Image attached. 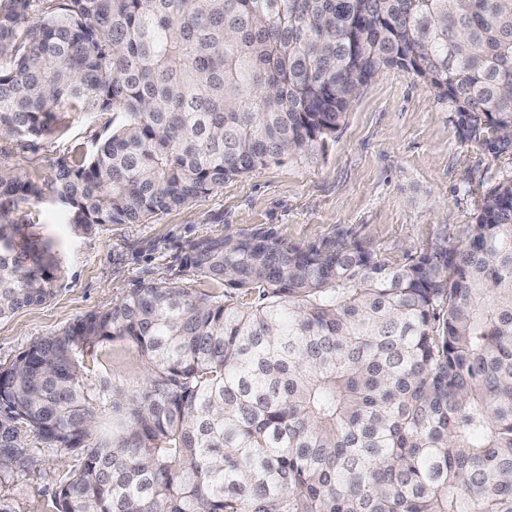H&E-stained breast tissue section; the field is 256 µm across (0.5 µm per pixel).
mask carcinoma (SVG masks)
Masks as SVG:
<instances>
[{"label":"carcinoma","mask_w":512,"mask_h":512,"mask_svg":"<svg viewBox=\"0 0 512 512\" xmlns=\"http://www.w3.org/2000/svg\"><path fill=\"white\" fill-rule=\"evenodd\" d=\"M403 59L512 135V0H0L7 138L121 117L43 179L0 160V316L57 286L18 213L140 224L314 152ZM186 264L223 290L142 284L0 366V465L21 424L82 462L55 512H512V178L402 265L269 233L201 239ZM106 342L145 380L88 377Z\"/></svg>","instance_id":"carcinoma-1"}]
</instances>
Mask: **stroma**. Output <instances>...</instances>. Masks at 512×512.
<instances>
[{"mask_svg": "<svg viewBox=\"0 0 512 512\" xmlns=\"http://www.w3.org/2000/svg\"><path fill=\"white\" fill-rule=\"evenodd\" d=\"M111 130V113L70 112L59 131L34 146L1 140L0 160L45 176L56 158L90 151ZM510 178L512 139L464 124L437 89L402 69H384L360 89L325 151L268 163L144 223L82 233L60 206L40 205L30 231L60 264L57 292L0 318V365L35 339L111 308L138 284L173 280L209 290L185 264L198 239L271 233L307 246L345 233L402 264L440 238L456 240L481 198ZM145 365L135 347L110 342L98 349L91 374L137 383ZM19 437L24 456L0 467V512H53L55 491L76 477L79 464L44 447L28 427Z\"/></svg>", "mask_w": 512, "mask_h": 512, "instance_id": "1", "label": "stroma"}]
</instances>
